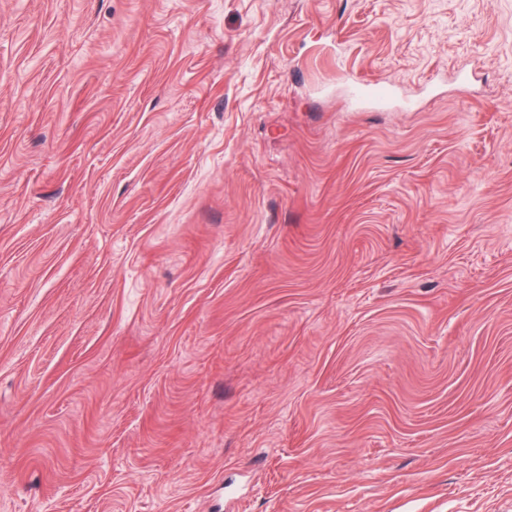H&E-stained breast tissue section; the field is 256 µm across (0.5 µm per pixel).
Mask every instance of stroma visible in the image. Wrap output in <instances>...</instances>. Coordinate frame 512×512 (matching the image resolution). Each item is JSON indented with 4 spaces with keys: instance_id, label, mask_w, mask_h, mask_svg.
I'll use <instances>...</instances> for the list:
<instances>
[{
    "instance_id": "obj_1",
    "label": "stroma",
    "mask_w": 512,
    "mask_h": 512,
    "mask_svg": "<svg viewBox=\"0 0 512 512\" xmlns=\"http://www.w3.org/2000/svg\"><path fill=\"white\" fill-rule=\"evenodd\" d=\"M0 512H512V0H0ZM351 97L358 107L375 105L386 106L395 94L394 85L377 82L355 81L351 86Z\"/></svg>"
}]
</instances>
